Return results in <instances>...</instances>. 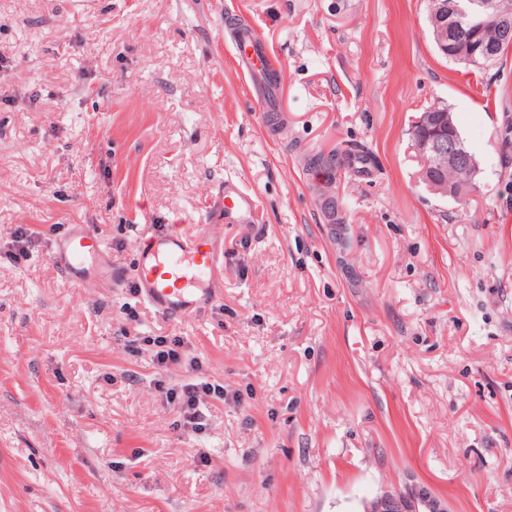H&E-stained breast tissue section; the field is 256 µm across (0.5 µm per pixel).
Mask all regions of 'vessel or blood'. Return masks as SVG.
<instances>
[{"instance_id": "vessel-or-blood-1", "label": "vessel or blood", "mask_w": 512, "mask_h": 512, "mask_svg": "<svg viewBox=\"0 0 512 512\" xmlns=\"http://www.w3.org/2000/svg\"><path fill=\"white\" fill-rule=\"evenodd\" d=\"M233 49L240 72L247 78L264 112L280 109L270 78L271 59L254 29L235 21ZM221 206L226 215L244 218L253 202L240 191L226 192ZM104 247L93 233L68 232L57 241L54 258L69 275L94 266ZM216 272L215 246L210 237H184L148 226L138 243L136 285L142 297L158 311L178 318L211 306L217 293L211 282Z\"/></svg>"}]
</instances>
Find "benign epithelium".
Listing matches in <instances>:
<instances>
[{
  "mask_svg": "<svg viewBox=\"0 0 512 512\" xmlns=\"http://www.w3.org/2000/svg\"><path fill=\"white\" fill-rule=\"evenodd\" d=\"M497 30L495 39L484 37L488 26ZM433 39L450 59L468 66H479L495 57L498 46L512 42V18L502 15L497 0H442L438 14L431 19ZM420 140L423 179L445 196L461 199L477 187L479 172L476 159L458 135L451 112H424L415 128ZM454 170L458 180L436 177ZM363 512H447V508L430 498L425 490L407 493L392 488L367 502Z\"/></svg>",
  "mask_w": 512,
  "mask_h": 512,
  "instance_id": "benign-epithelium-1",
  "label": "benign epithelium"
}]
</instances>
